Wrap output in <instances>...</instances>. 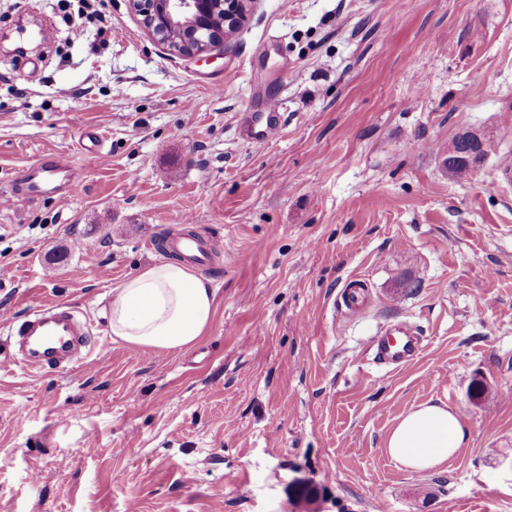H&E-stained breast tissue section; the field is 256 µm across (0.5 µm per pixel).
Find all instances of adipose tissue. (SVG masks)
<instances>
[{
  "mask_svg": "<svg viewBox=\"0 0 512 512\" xmlns=\"http://www.w3.org/2000/svg\"><path fill=\"white\" fill-rule=\"evenodd\" d=\"M215 309L207 280L183 263H157L113 288L109 330L113 340L135 351L177 352L201 340ZM465 438L455 411L424 403L393 426L387 452L406 469L431 470L453 457Z\"/></svg>",
  "mask_w": 512,
  "mask_h": 512,
  "instance_id": "obj_1",
  "label": "adipose tissue"
}]
</instances>
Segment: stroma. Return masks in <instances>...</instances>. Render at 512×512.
<instances>
[{
    "label": "stroma",
    "instance_id": "obj_1",
    "mask_svg": "<svg viewBox=\"0 0 512 512\" xmlns=\"http://www.w3.org/2000/svg\"><path fill=\"white\" fill-rule=\"evenodd\" d=\"M101 11L103 46L52 0H0V311L90 328L89 365L0 372V512H512V0H256L210 60L126 0ZM19 23L54 44L19 58ZM273 97L281 130L256 140ZM90 128L103 145L78 148ZM465 131L486 155L458 181ZM51 154L78 197L26 196ZM187 214L214 318L133 354L111 291ZM400 323L424 349L391 371L374 341ZM427 401L468 437L411 471L386 440Z\"/></svg>",
    "mask_w": 512,
    "mask_h": 512
}]
</instances>
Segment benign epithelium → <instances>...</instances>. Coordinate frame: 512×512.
Masks as SVG:
<instances>
[{"mask_svg": "<svg viewBox=\"0 0 512 512\" xmlns=\"http://www.w3.org/2000/svg\"><path fill=\"white\" fill-rule=\"evenodd\" d=\"M129 7L146 20L144 28L167 44L169 50L183 57L209 56L223 35L214 30L201 16V0H127ZM250 0H213L221 8L224 31L236 30L245 20Z\"/></svg>", "mask_w": 512, "mask_h": 512, "instance_id": "7a95c632", "label": "benign epithelium"}]
</instances>
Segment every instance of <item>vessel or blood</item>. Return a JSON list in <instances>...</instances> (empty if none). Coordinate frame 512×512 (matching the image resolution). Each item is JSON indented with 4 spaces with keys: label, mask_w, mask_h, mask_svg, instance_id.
Returning <instances> with one entry per match:
<instances>
[{
    "label": "vessel or blood",
    "mask_w": 512,
    "mask_h": 512,
    "mask_svg": "<svg viewBox=\"0 0 512 512\" xmlns=\"http://www.w3.org/2000/svg\"><path fill=\"white\" fill-rule=\"evenodd\" d=\"M279 100L272 99L258 118L255 138L265 140L280 129ZM24 183L30 198L59 197L68 199L81 189L82 180L74 164L61 155L45 160L36 169L28 170ZM166 253L204 266L208 256L202 246V237L189 231L167 238ZM87 333L86 325L73 312L53 306L36 307L21 326L26 352L20 360L30 372L43 373L60 363H73L83 359L82 338ZM423 349L422 340L408 326L401 325L384 332L375 343V360L378 364L397 369L414 361Z\"/></svg>",
    "instance_id": "b4317fda"
}]
</instances>
